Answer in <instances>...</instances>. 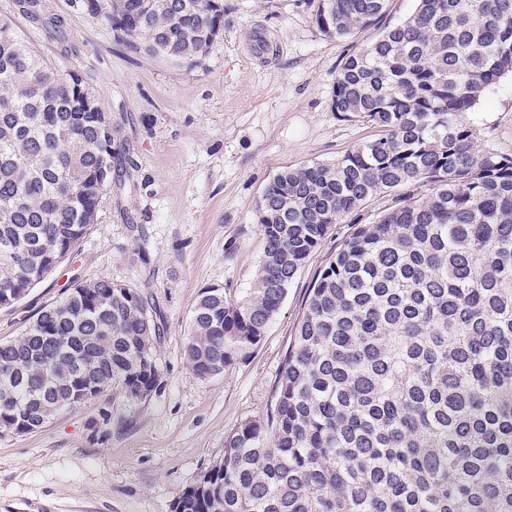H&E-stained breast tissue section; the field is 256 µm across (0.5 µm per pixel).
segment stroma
Segmentation results:
<instances>
[{
	"label": "stroma",
	"mask_w": 512,
	"mask_h": 512,
	"mask_svg": "<svg viewBox=\"0 0 512 512\" xmlns=\"http://www.w3.org/2000/svg\"><path fill=\"white\" fill-rule=\"evenodd\" d=\"M319 3L224 0L223 33L198 63L175 66L117 40L83 0H43L63 23L58 33L19 13L15 0H0V23L60 74L84 80L127 157L79 255L0 309V342L60 301L75 276L139 288L161 328L160 386L148 398H128L116 384L37 431L0 432V512H171L223 456L225 435L266 415L313 278L353 224L332 226L250 357L199 379L184 344L205 288L239 295L252 285L266 247L255 210L269 180L287 167L334 161L378 133L331 110L336 72L361 40L321 35ZM263 30L274 42L252 57ZM467 119L478 148L512 155V76Z\"/></svg>",
	"instance_id": "stroma-1"
}]
</instances>
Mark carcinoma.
I'll list each match as a JSON object with an SVG mask.
<instances>
[{
	"mask_svg": "<svg viewBox=\"0 0 512 512\" xmlns=\"http://www.w3.org/2000/svg\"><path fill=\"white\" fill-rule=\"evenodd\" d=\"M60 31L40 0H16ZM87 11L173 64L224 31V0H85ZM389 0H320L330 39L378 27ZM512 76V0H416L348 55L332 110L381 129L332 162L285 168L256 208L265 258L238 298L208 287L185 356L206 379L249 356L334 224H357L319 270L264 418L224 438L172 512H512V156L466 120ZM112 117L90 107L0 23V308L78 251L112 182ZM160 326L136 287L74 278L0 343V429H40L118 383L160 385Z\"/></svg>",
	"mask_w": 512,
	"mask_h": 512,
	"instance_id": "cac0c4a2",
	"label": "carcinoma"
}]
</instances>
